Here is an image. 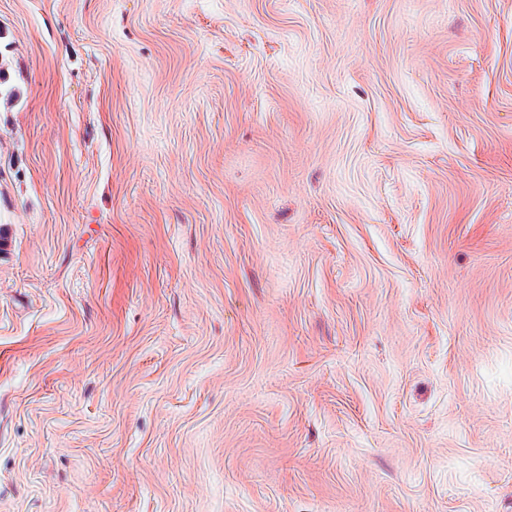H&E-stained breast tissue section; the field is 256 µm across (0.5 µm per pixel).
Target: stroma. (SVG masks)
Masks as SVG:
<instances>
[{
	"label": "stroma",
	"mask_w": 512,
	"mask_h": 512,
	"mask_svg": "<svg viewBox=\"0 0 512 512\" xmlns=\"http://www.w3.org/2000/svg\"><path fill=\"white\" fill-rule=\"evenodd\" d=\"M0 512H512V0H0Z\"/></svg>",
	"instance_id": "stroma-1"
}]
</instances>
